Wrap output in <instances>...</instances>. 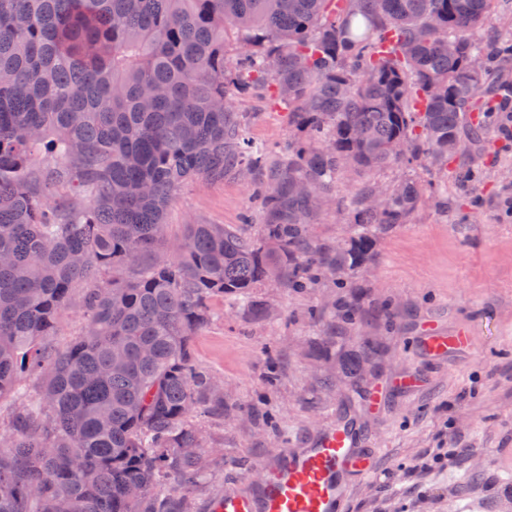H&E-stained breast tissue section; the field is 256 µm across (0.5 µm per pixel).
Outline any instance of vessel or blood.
<instances>
[{
	"instance_id": "1",
	"label": "vessel or blood",
	"mask_w": 512,
	"mask_h": 512,
	"mask_svg": "<svg viewBox=\"0 0 512 512\" xmlns=\"http://www.w3.org/2000/svg\"><path fill=\"white\" fill-rule=\"evenodd\" d=\"M420 343L433 357L465 351L466 330L430 331ZM376 449L351 410L337 414L302 447L286 448L257 465L238 485L214 498L210 512H348L351 490L374 472Z\"/></svg>"
}]
</instances>
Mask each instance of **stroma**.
Wrapping results in <instances>:
<instances>
[{
	"mask_svg": "<svg viewBox=\"0 0 512 512\" xmlns=\"http://www.w3.org/2000/svg\"><path fill=\"white\" fill-rule=\"evenodd\" d=\"M235 110L267 169L305 141L264 94L238 95ZM486 123L488 148L469 161L479 205L465 192L441 193L455 179V161L443 170L420 159L340 176L308 226L310 239L333 251L347 244L352 201L365 182L414 179L425 203L408 223L377 233L362 268L343 264L303 289L284 283L255 289L248 302H212L193 337V357L221 382L224 407L203 403L189 416L205 473L187 494L165 480L178 512H206L252 465L311 437L346 406L379 451L376 473L354 486L348 512H512V139L499 133L512 129V114L492 113ZM260 181L228 173L186 184L166 211L169 239L190 224L229 225L260 238L268 221L256 195ZM353 299L363 319L351 324L337 306ZM256 303L263 316L255 315ZM430 323L445 332L467 328L475 352L429 358L418 336ZM353 356L363 359L357 379L347 371ZM408 371L423 377L420 388L392 393L380 413L364 408L357 383ZM442 448L447 460L419 471Z\"/></svg>",
	"mask_w": 512,
	"mask_h": 512,
	"instance_id": "obj_1",
	"label": "stroma"
}]
</instances>
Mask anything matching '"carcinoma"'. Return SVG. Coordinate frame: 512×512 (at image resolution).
Returning a JSON list of instances; mask_svg holds the SVG:
<instances>
[{
  "instance_id": "cac0c4a2",
  "label": "carcinoma",
  "mask_w": 512,
  "mask_h": 512,
  "mask_svg": "<svg viewBox=\"0 0 512 512\" xmlns=\"http://www.w3.org/2000/svg\"><path fill=\"white\" fill-rule=\"evenodd\" d=\"M492 0H0V512H173L154 493L203 472L188 416L214 379L191 340L213 297H248L298 258L334 269L307 236L342 173L481 154L512 93V43L479 35ZM242 52L232 69L224 48ZM261 86L311 146L265 184L263 244L190 224L159 254L164 212L199 179L250 172L228 86ZM400 140L406 153L389 145ZM454 150H448V143ZM353 200L352 266L375 231L423 205L412 180ZM89 285L82 338L58 330ZM126 349L112 366V347ZM41 373L43 391L23 376Z\"/></svg>"
}]
</instances>
